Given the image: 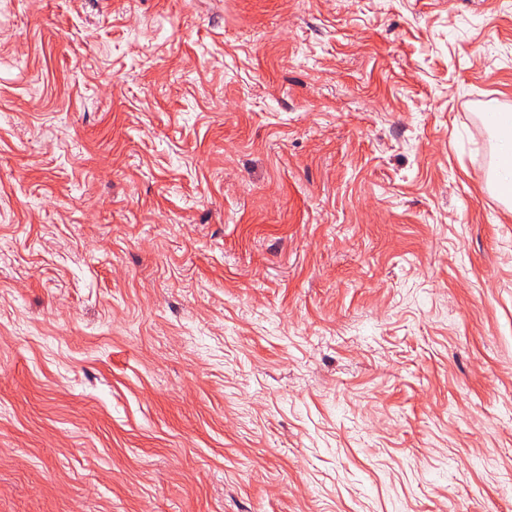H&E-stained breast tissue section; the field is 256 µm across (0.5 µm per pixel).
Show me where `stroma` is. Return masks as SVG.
<instances>
[{"instance_id":"stroma-1","label":"stroma","mask_w":512,"mask_h":512,"mask_svg":"<svg viewBox=\"0 0 512 512\" xmlns=\"http://www.w3.org/2000/svg\"><path fill=\"white\" fill-rule=\"evenodd\" d=\"M512 0H0V512H512ZM493 112H500L501 122L494 127L496 138V163L491 175L493 183L501 195L508 197L504 200L509 211L512 210V113L502 112L488 108L484 110L483 120L490 124L493 120Z\"/></svg>"}]
</instances>
